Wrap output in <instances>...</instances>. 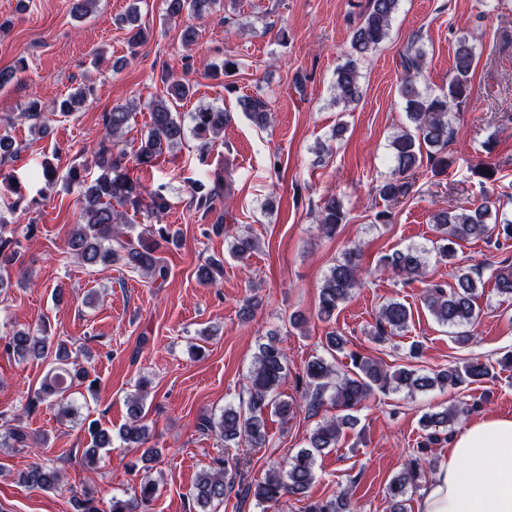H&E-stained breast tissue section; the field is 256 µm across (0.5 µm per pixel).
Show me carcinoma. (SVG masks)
I'll return each mask as SVG.
<instances>
[{
    "label": "carcinoma",
    "instance_id": "1",
    "mask_svg": "<svg viewBox=\"0 0 512 512\" xmlns=\"http://www.w3.org/2000/svg\"><path fill=\"white\" fill-rule=\"evenodd\" d=\"M166 14L173 19L187 22L181 33L184 45L195 43L197 29L193 24L209 15L221 5V0H165ZM399 0H368L367 7L355 27L347 60L336 68L333 88V102L343 108L357 103L361 97L360 61L377 50L388 38L393 14ZM128 25V43L137 47L145 39L144 30L138 24L137 8L119 18ZM419 36L410 38L406 50L400 56L403 78L399 94L405 101V111L412 124L393 136V167L388 178L379 186L380 196L388 202H399L411 188L409 176L423 163L430 164L439 171H446L452 160L445 153L448 137L452 133L451 120L468 103L472 96L470 72L475 53L467 36L456 39V65L446 90L431 94L420 89L418 78L425 68V55L416 47ZM192 93V86L185 78L169 81L167 96L158 99L150 106V128L148 133L132 148L135 162L149 166L164 152L182 140V124L177 113V103ZM91 95V90L83 89L70 94L59 104V112L69 114L80 108ZM242 111L259 125L270 119L268 103L258 97H245L239 100ZM133 115V108L117 105L104 116L105 134L94 154V164L100 174L92 181H82V222L70 231L66 246L68 253L86 266L107 265L124 261L125 266L166 279L168 267L162 258L156 256L160 243L178 244V232L168 225L147 230V236L132 239L121 231L127 223L125 214L114 208L118 203L139 209L143 201L140 186L117 173L121 162L127 156L125 148L119 147L123 135ZM20 117L32 120L41 127L46 115L41 103L30 102L20 113ZM193 131L198 137H206L224 130V123L230 115L222 108L201 107L192 116ZM221 192L216 189L203 191L197 188L196 206L206 210L215 209V199ZM320 229L328 236L336 234L343 224L345 215L340 202L330 195L322 200ZM434 222L439 238L433 250L440 258H447L454 252L459 241L472 238L503 237L512 240V218L502 217L491 220V205L485 201L459 211L443 209L435 214ZM8 219L0 215V288L9 281L5 273L13 267L19 257L18 241L4 235V224ZM255 249L253 238H234L232 254L244 260ZM427 251L416 246L397 249L382 257L380 270L390 271L408 282L416 281L424 274ZM361 251L358 247L348 249L342 260L333 265L325 277L319 293L317 316L328 321L336 309L349 298L351 291L359 283ZM497 293L512 298V264L495 270L492 274ZM481 283L480 273L460 269L455 275V286L447 288L432 284L426 289L424 305L438 323L458 328L454 340L460 344L470 341V332L461 327L473 324L479 316L476 299L477 288ZM411 319L410 309L398 300L383 305L377 318L374 339L383 341L386 337L404 331ZM5 347L19 360H45L54 356L59 366L49 371L40 388L28 397L26 411L37 405L49 402L60 408L61 415H72L69 402L74 382H82L88 371L71 359L72 351L65 341L56 343L47 335V328L41 335L30 330H16L5 342ZM352 369L340 374L332 363L322 356H314L304 366L302 381L305 389L303 398L305 410L310 416L318 415L325 403H330L343 415L317 423L312 430L308 447L283 460V463L260 479L248 477L241 467V460L235 455H225L216 465L201 472L190 493L192 502L200 506L201 512H211V506L224 501L233 488L246 497H253L256 504L278 505L285 497L302 496L315 479V456L328 448L336 447L345 427L353 422L352 413L358 411L363 401L374 391L385 392L405 388L410 392L425 391L434 387L458 386L474 383L491 375L489 366L480 361H470L462 366L441 370L433 375L420 374L417 370L401 367L393 371L377 360L350 352ZM288 378V364L272 339L262 343L255 355V365L249 377L248 401L246 406L226 407L220 417L204 415L198 423L202 433H212L224 441L225 449L247 443L253 447H263L267 443L265 415L275 414L286 420L296 412V403L282 398L279 388ZM127 423L119 430L122 440L142 451V458L150 460L160 454V449L149 445V427L144 423V396L133 395L127 399ZM468 412L466 407L431 410L420 418L425 431L424 441L418 448L419 455L390 481L387 495L390 512H407L406 495L409 490L419 487L425 475L420 454L432 445L448 441V423ZM91 437L90 446L83 449L82 458L86 465L95 464L99 449L112 443L109 432L97 424L88 425ZM47 437L29 432L19 425H0V446L5 448H25L32 445H46ZM61 468L45 462H32L19 475L20 482L29 488L50 490L59 485ZM157 493V484L151 480L140 482L139 494L131 499L112 498L110 512H138L141 504L151 500ZM356 506L349 491L343 489L336 496L319 500L306 507L305 512H355Z\"/></svg>",
    "mask_w": 512,
    "mask_h": 512
}]
</instances>
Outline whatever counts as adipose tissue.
Instances as JSON below:
<instances>
[{
  "label": "adipose tissue",
  "instance_id": "ef3b65f1",
  "mask_svg": "<svg viewBox=\"0 0 512 512\" xmlns=\"http://www.w3.org/2000/svg\"><path fill=\"white\" fill-rule=\"evenodd\" d=\"M417 512H512V417L486 415L462 430Z\"/></svg>",
  "mask_w": 512,
  "mask_h": 512
}]
</instances>
